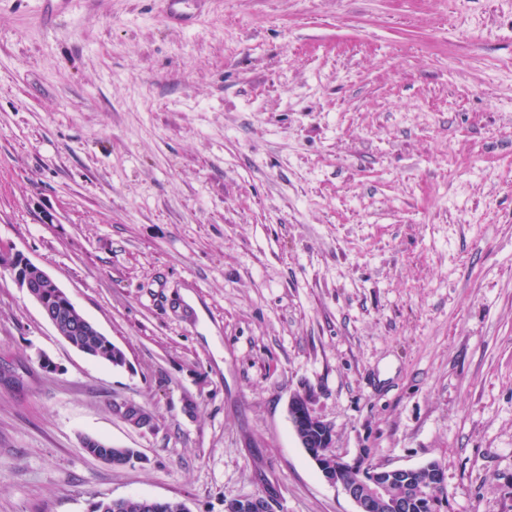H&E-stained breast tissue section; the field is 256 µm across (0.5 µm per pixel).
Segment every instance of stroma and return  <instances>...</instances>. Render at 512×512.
I'll list each match as a JSON object with an SVG mask.
<instances>
[{
	"label": "stroma",
	"instance_id": "1",
	"mask_svg": "<svg viewBox=\"0 0 512 512\" xmlns=\"http://www.w3.org/2000/svg\"><path fill=\"white\" fill-rule=\"evenodd\" d=\"M184 11L0 0V246L127 359L0 268V512H354L298 394L346 458L436 461L450 512H512V0ZM2 267H6L12 272L17 286L22 290H25L32 297L46 318L55 327V321L53 320L50 313L51 309L53 308V304L50 301H47V297L43 299L40 297L37 299L31 295L30 288L34 287L30 281V272L38 269L43 283L47 284L46 288L34 289L39 293V295H48L50 297L54 295L56 288H60L54 279L46 271L33 264L30 260L24 258L22 255L12 254L8 250L0 248V268ZM57 294L64 300L66 308L78 310L63 290L58 289ZM55 306L56 309L52 313L56 320V328L68 343L113 366L121 367L126 364V356L123 350L112 344L103 335L98 336V329L94 325L86 324L76 315L72 316L59 303H56ZM101 444L103 448H84L85 451L91 455L94 456L96 454H104L110 458V463L116 467L127 465V461L129 463L132 462L133 458L136 457L137 459H140V454L137 450L134 448H115L111 444L101 441ZM134 458L133 461L137 460ZM270 498L241 497L224 503L225 512H271L273 505ZM146 501L140 498L99 500L93 504L91 512H189L186 504L181 501H156L152 511Z\"/></svg>",
	"mask_w": 512,
	"mask_h": 512
}]
</instances>
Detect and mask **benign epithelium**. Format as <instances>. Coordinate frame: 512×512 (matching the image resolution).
<instances>
[{
  "instance_id": "obj_1",
  "label": "benign epithelium",
  "mask_w": 512,
  "mask_h": 512,
  "mask_svg": "<svg viewBox=\"0 0 512 512\" xmlns=\"http://www.w3.org/2000/svg\"><path fill=\"white\" fill-rule=\"evenodd\" d=\"M8 268L17 286L30 291L32 283L30 272H39L43 283L57 289V294L70 310L76 309L66 293L57 288V283L43 269L37 268L30 260L20 254H13L0 248V268ZM291 423L302 448L314 460L324 478L332 485L341 487L343 493L353 502L355 512H371L377 505L384 504L394 512H404L406 498L394 491L398 485L408 484L405 475L415 468H383L375 466L366 458L348 460L336 453L329 424L315 416L309 409L306 397L296 395L289 405ZM313 426L321 434L319 438L304 435V431ZM443 474L436 472L428 495L433 512L447 510ZM224 512H273L272 501L264 497H241L224 503Z\"/></svg>"
}]
</instances>
